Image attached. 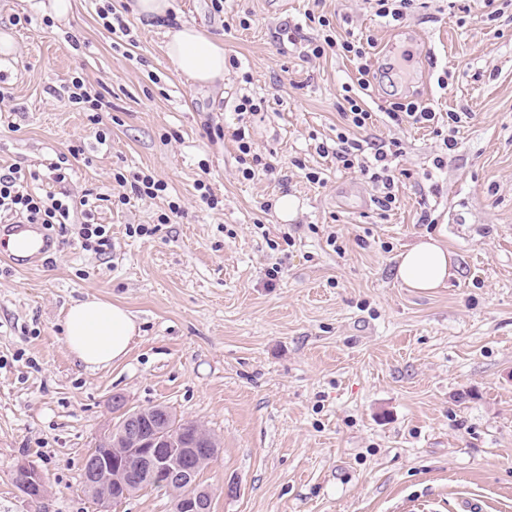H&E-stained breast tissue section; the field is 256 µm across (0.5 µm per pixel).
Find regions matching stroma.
Masks as SVG:
<instances>
[{"mask_svg":"<svg viewBox=\"0 0 512 512\" xmlns=\"http://www.w3.org/2000/svg\"><path fill=\"white\" fill-rule=\"evenodd\" d=\"M72 2L57 18L50 0H0V34L16 45L0 55L11 92L0 168L37 172L42 194L101 196L95 220L111 245L81 248L78 207L39 265L0 261V512H172L163 488L104 508L82 484L86 454L117 422V395L218 436L200 474L211 512H512V7L484 22L482 0L462 19L448 0H426L389 27L366 0H324L339 36L376 43L372 102L468 113L448 154L432 128L378 116L371 136L398 140V166L411 172L385 213L367 179L315 150L336 137L356 65L285 45L297 26L315 36L313 0H226L220 14L210 0H175L179 20L223 41L220 86L175 73L162 29L132 0ZM108 7L130 37L104 28ZM400 45L412 60L387 76ZM76 75L101 95L99 124L69 100ZM244 94L264 104L243 123ZM242 123L276 175L242 179ZM74 147L67 181L55 182L51 163ZM311 168L324 183L307 181ZM118 172L167 182L181 215L159 223V198L107 202ZM200 181L217 208L201 202ZM284 194L292 219L260 210ZM425 211L431 223H420ZM137 224L152 234L131 233ZM428 237L456 267L444 287L419 292L398 280L397 257ZM89 297L127 308L139 328L122 361L95 371L61 333L69 306ZM23 461L44 476L41 503L17 488Z\"/></svg>","mask_w":512,"mask_h":512,"instance_id":"1","label":"stroma"}]
</instances>
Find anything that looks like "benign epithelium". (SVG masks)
Here are the masks:
<instances>
[{
	"instance_id": "7a95c632",
	"label": "benign epithelium",
	"mask_w": 512,
	"mask_h": 512,
	"mask_svg": "<svg viewBox=\"0 0 512 512\" xmlns=\"http://www.w3.org/2000/svg\"><path fill=\"white\" fill-rule=\"evenodd\" d=\"M115 409L120 411V424L122 437L128 444L121 458L114 459L102 457L97 449L93 448L84 460L85 485L96 499L102 504H116L129 497V494L109 495L98 492L100 484L110 481L116 487L124 485L125 477L131 471V465H137L139 488L156 485L158 474L165 476L163 484L181 487V492L175 494L173 499V512H210L211 492L198 485L196 469L184 467L179 463L181 454L191 451L200 438L191 442V448H170L168 454L158 452L163 445L170 443V434L177 430L184 432L189 426L168 411L161 409L153 417L140 410L130 411L125 408L124 401L117 397L113 399ZM19 484L22 495L31 503L41 502L46 493V483L41 470L32 462L23 461L17 466Z\"/></svg>"
}]
</instances>
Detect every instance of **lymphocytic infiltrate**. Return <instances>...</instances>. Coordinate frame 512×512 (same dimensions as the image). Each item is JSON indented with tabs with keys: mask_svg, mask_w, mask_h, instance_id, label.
Here are the masks:
<instances>
[{
	"mask_svg": "<svg viewBox=\"0 0 512 512\" xmlns=\"http://www.w3.org/2000/svg\"><path fill=\"white\" fill-rule=\"evenodd\" d=\"M320 37L308 39L301 55L317 58L326 49L337 50L351 58L357 65L356 91L342 94L337 105L342 127L336 134L334 145L319 144L322 155L333 156L338 167L359 172L371 183L373 201L380 211H390L396 202L394 193L398 180L396 161L402 151L399 142L376 141L367 131L374 124V114L365 106L364 96L371 87L370 61L376 45L372 39H341L325 14H318ZM383 114L394 124L423 125L433 127L442 139V148L452 152L458 147L456 133L462 120L460 113L448 112L446 119H439L436 112L416 101L392 102L383 107ZM36 173L23 172L18 167L0 169V219L9 218L27 224H41L47 230L65 228L70 222L73 209L67 193L41 195L31 191L30 181Z\"/></svg>",
	"mask_w": 512,
	"mask_h": 512,
	"instance_id": "obj_1",
	"label": "lymphocytic infiltrate"
}]
</instances>
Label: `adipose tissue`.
Wrapping results in <instances>:
<instances>
[{"instance_id":"adipose-tissue-1","label":"adipose tissue","mask_w":512,"mask_h":512,"mask_svg":"<svg viewBox=\"0 0 512 512\" xmlns=\"http://www.w3.org/2000/svg\"><path fill=\"white\" fill-rule=\"evenodd\" d=\"M132 9L137 17L164 28L166 56L176 73L201 85L223 81V42L194 25L170 24L173 0H135ZM451 268L447 249L435 240H420L401 254L397 277L406 287L428 292L444 286ZM62 332L73 356L86 369L97 370L128 355L138 325L127 309L107 301L88 300L70 306Z\"/></svg>"}]
</instances>
